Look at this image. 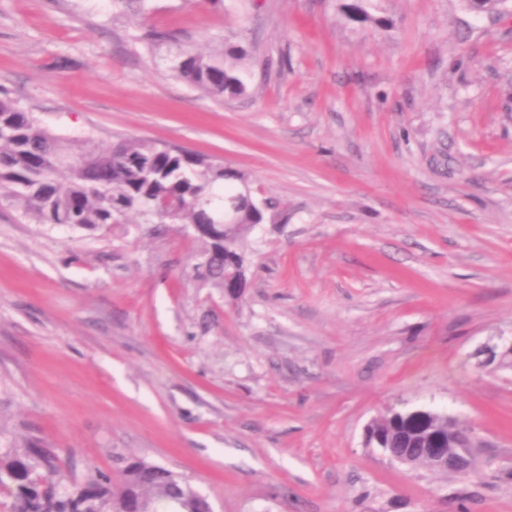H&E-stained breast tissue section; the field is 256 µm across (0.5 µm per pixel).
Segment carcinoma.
<instances>
[{
  "label": "carcinoma",
  "instance_id": "carcinoma-1",
  "mask_svg": "<svg viewBox=\"0 0 512 512\" xmlns=\"http://www.w3.org/2000/svg\"><path fill=\"white\" fill-rule=\"evenodd\" d=\"M377 0H349L356 22L372 19ZM176 76L214 96L239 97L247 86L226 66L224 54L186 51ZM0 211L43 226L110 229L131 216L139 224H187L208 259L199 276L232 293L245 262L244 241L275 209L255 199L248 176L207 157L144 140L104 149L92 136L70 140L53 133L14 100L0 97ZM448 412L391 410L373 421L369 445L388 455H412L426 464L411 434L441 429ZM122 480L97 473L72 488L54 480L57 457L36 440L0 451L3 512H206L191 485L169 469L138 457H121Z\"/></svg>",
  "mask_w": 512,
  "mask_h": 512
}]
</instances>
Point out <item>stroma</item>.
I'll use <instances>...</instances> for the list:
<instances>
[{
	"label": "stroma",
	"mask_w": 512,
	"mask_h": 512,
	"mask_svg": "<svg viewBox=\"0 0 512 512\" xmlns=\"http://www.w3.org/2000/svg\"><path fill=\"white\" fill-rule=\"evenodd\" d=\"M341 4L0 0V91L43 125L206 155L278 204L235 303L184 225L0 212V448L39 440L67 485L140 457L213 512H512V10ZM232 47L244 96L172 70ZM402 407L475 427L474 474L367 446Z\"/></svg>",
	"instance_id": "stroma-1"
}]
</instances>
